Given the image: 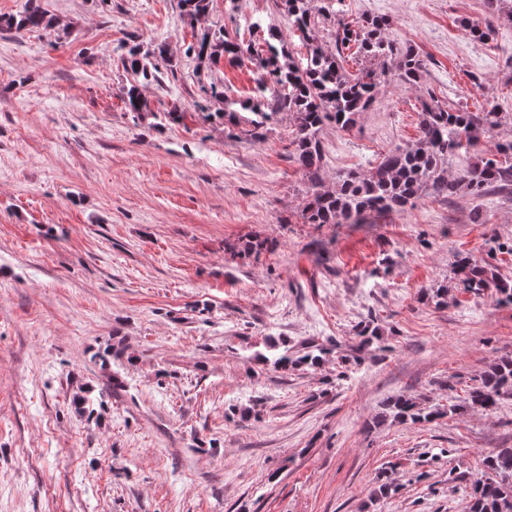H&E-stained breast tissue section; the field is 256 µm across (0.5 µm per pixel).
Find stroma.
I'll use <instances>...</instances> for the list:
<instances>
[{
	"instance_id": "1",
	"label": "stroma",
	"mask_w": 512,
	"mask_h": 512,
	"mask_svg": "<svg viewBox=\"0 0 512 512\" xmlns=\"http://www.w3.org/2000/svg\"><path fill=\"white\" fill-rule=\"evenodd\" d=\"M41 4L52 36L0 30V512H462L483 457L512 447V398L416 424L386 419L385 403L447 404L512 353V305L465 291L455 270L465 254L512 280V186L303 223L290 116L255 143L193 116L203 95L177 0ZM342 9L388 18L426 69L418 87L380 86L353 128L324 130L328 179L411 147L430 96L506 114L475 155L512 140V25L485 0ZM260 19L300 52L274 0H213L204 24L261 41ZM490 22L474 40L470 25ZM128 33L180 64L142 86L155 112L142 122L114 54ZM213 77L230 98L254 94L250 63ZM175 104L191 119L168 121ZM254 235L273 249L225 258ZM425 287L446 288L447 307ZM367 321L380 342L363 350ZM270 340L328 355L277 369L255 359ZM79 393L94 418L75 411ZM385 467L396 490L371 499Z\"/></svg>"
}]
</instances>
